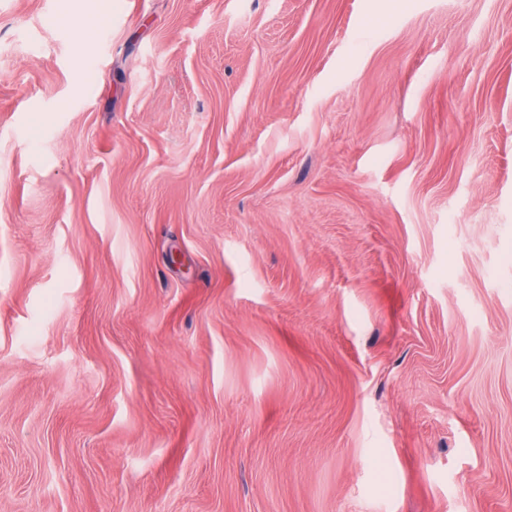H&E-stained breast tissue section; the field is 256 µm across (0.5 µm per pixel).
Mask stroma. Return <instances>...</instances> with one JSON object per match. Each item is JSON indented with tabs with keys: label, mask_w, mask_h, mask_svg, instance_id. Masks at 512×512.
<instances>
[{
	"label": "stroma",
	"mask_w": 512,
	"mask_h": 512,
	"mask_svg": "<svg viewBox=\"0 0 512 512\" xmlns=\"http://www.w3.org/2000/svg\"><path fill=\"white\" fill-rule=\"evenodd\" d=\"M0 512H512V0H0Z\"/></svg>",
	"instance_id": "35a3bbf8"
}]
</instances>
